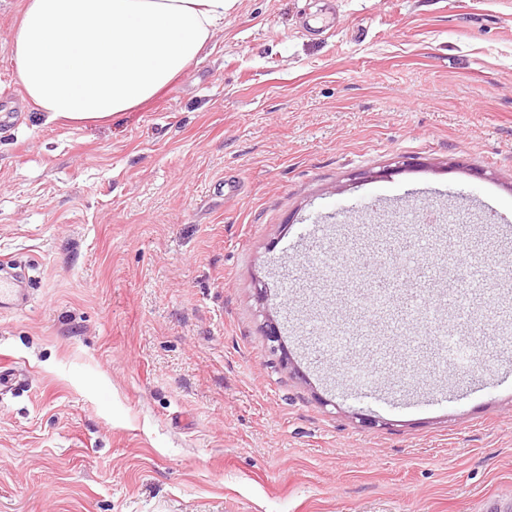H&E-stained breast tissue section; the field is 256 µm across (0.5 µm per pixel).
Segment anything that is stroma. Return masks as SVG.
<instances>
[{
  "instance_id": "stroma-1",
  "label": "stroma",
  "mask_w": 512,
  "mask_h": 512,
  "mask_svg": "<svg viewBox=\"0 0 512 512\" xmlns=\"http://www.w3.org/2000/svg\"><path fill=\"white\" fill-rule=\"evenodd\" d=\"M0 0V512H484L512 506V0H229L199 62L107 124L47 122ZM237 181L234 196L225 181ZM439 331L372 379L326 338L347 248ZM489 360L447 334L472 258ZM277 327L278 341L269 338Z\"/></svg>"
}]
</instances>
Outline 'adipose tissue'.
Masks as SVG:
<instances>
[{"label": "adipose tissue", "mask_w": 512, "mask_h": 512, "mask_svg": "<svg viewBox=\"0 0 512 512\" xmlns=\"http://www.w3.org/2000/svg\"><path fill=\"white\" fill-rule=\"evenodd\" d=\"M226 0H23L8 49L49 120L106 122L166 89L224 24Z\"/></svg>", "instance_id": "adipose-tissue-1"}]
</instances>
